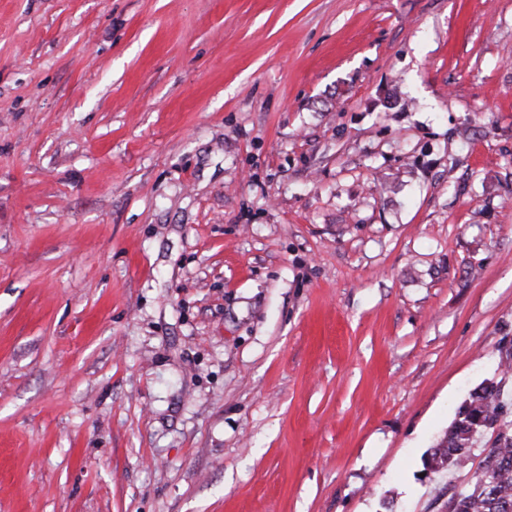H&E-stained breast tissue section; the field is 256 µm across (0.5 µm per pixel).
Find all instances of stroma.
I'll return each mask as SVG.
<instances>
[{"label": "stroma", "instance_id": "1", "mask_svg": "<svg viewBox=\"0 0 512 512\" xmlns=\"http://www.w3.org/2000/svg\"><path fill=\"white\" fill-rule=\"evenodd\" d=\"M512 335V0H0V512H430Z\"/></svg>", "mask_w": 512, "mask_h": 512}]
</instances>
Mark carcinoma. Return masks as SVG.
Here are the masks:
<instances>
[{
  "mask_svg": "<svg viewBox=\"0 0 512 512\" xmlns=\"http://www.w3.org/2000/svg\"><path fill=\"white\" fill-rule=\"evenodd\" d=\"M500 344V379H488L471 391L429 451L425 467L431 472L463 474L435 495V512H512V400L504 398L512 380V340L504 336Z\"/></svg>",
  "mask_w": 512,
  "mask_h": 512,
  "instance_id": "1",
  "label": "carcinoma"
}]
</instances>
